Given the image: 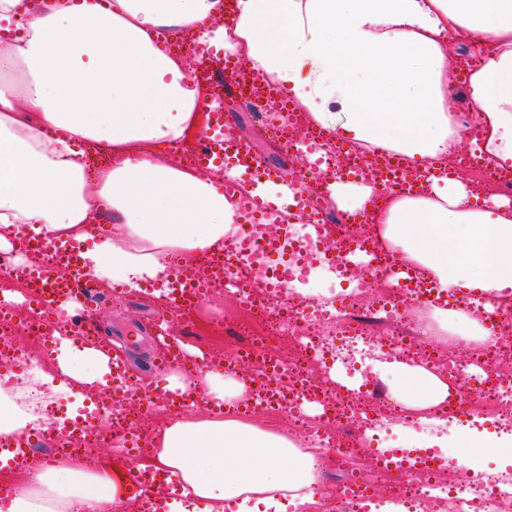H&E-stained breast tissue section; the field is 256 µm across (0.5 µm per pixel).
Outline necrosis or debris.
<instances>
[{
    "instance_id": "1",
    "label": "necrosis or debris",
    "mask_w": 512,
    "mask_h": 512,
    "mask_svg": "<svg viewBox=\"0 0 512 512\" xmlns=\"http://www.w3.org/2000/svg\"><path fill=\"white\" fill-rule=\"evenodd\" d=\"M451 173L512 196V170L486 165L481 150L457 158ZM238 207L235 240L182 276L187 283L201 276L213 280L201 306L227 299L238 323L224 332V354L187 359L181 368L189 383L203 366L246 371L237 409L261 408L296 447L313 454L317 504L289 512H372L386 501L403 512H512V464L464 470L434 445L462 423L491 426L512 440V295L488 306L468 294L453 298L452 309L488 323L490 334L446 335L430 315L443 299L424 274L414 275L412 287H394L392 271L401 257L383 240L379 225L323 224L313 238L304 227L257 211L251 198L239 199ZM355 252L366 255L367 264H354ZM321 266L346 282V293L297 292L296 283L308 282ZM201 306L181 311V320L199 315ZM55 329L48 315L33 317L16 305L0 314V335L13 342L11 369L0 376L1 404L40 412L27 386L34 369L50 363ZM350 351L420 365L448 382L452 393L441 404L414 407L394 400L374 381L340 385L328 372L341 360L354 368L345 358ZM127 389L122 381L104 392L93 409L82 411L83 430L60 431L44 447L28 449L25 462L47 471L90 449L120 445L129 473H136L141 451L152 440L151 422L178 417L186 407L142 392L137 410L126 403ZM102 417L107 426H99ZM402 432L423 439V447L396 446Z\"/></svg>"
}]
</instances>
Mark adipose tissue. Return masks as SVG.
Instances as JSON below:
<instances>
[{"label": "adipose tissue", "instance_id": "adipose-tissue-1", "mask_svg": "<svg viewBox=\"0 0 512 512\" xmlns=\"http://www.w3.org/2000/svg\"><path fill=\"white\" fill-rule=\"evenodd\" d=\"M219 0H57L31 10L28 0H0V251L12 234L34 226L46 242L85 240L95 199L112 208V235L83 258L102 284L141 291L168 275L172 255L223 249L238 232L234 198L217 187L238 169L202 174L172 163L171 152L207 128L204 92L184 60L158 44L168 33L195 35L200 45L238 56L287 87L309 119L336 136V113L355 148L383 147L424 161L418 195L336 181L330 197L342 212H369L408 265L424 270L441 294H512V200L473 204L464 182L449 178L448 159L461 136L451 126L457 96L448 84L449 40L483 57L470 80L471 111L485 159L512 164V0H237L231 25L207 27ZM399 101L374 99L375 81ZM110 166L87 171L88 150ZM108 358L62 339L53 371L36 383L55 393L89 385ZM376 370L412 406L437 405L448 385L430 371L393 360ZM156 451L141 470L177 478L180 499L169 512H192L196 500L224 512H252L259 501L313 504L312 455L282 434L219 413H192L155 430ZM126 476L100 463L85 473L73 463L24 472L7 512H57L77 502L83 512H113Z\"/></svg>", "mask_w": 512, "mask_h": 512}]
</instances>
